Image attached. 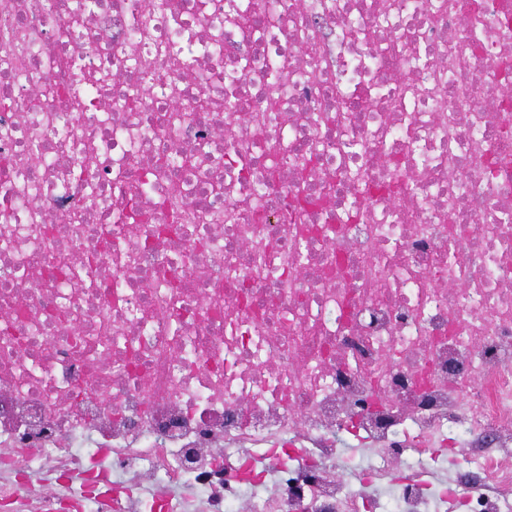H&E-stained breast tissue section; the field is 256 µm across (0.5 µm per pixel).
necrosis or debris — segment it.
Instances as JSON below:
<instances>
[{"instance_id":"obj_1","label":"necrosis or debris","mask_w":512,"mask_h":512,"mask_svg":"<svg viewBox=\"0 0 512 512\" xmlns=\"http://www.w3.org/2000/svg\"><path fill=\"white\" fill-rule=\"evenodd\" d=\"M93 1L0 0V512H512V0Z\"/></svg>"}]
</instances>
